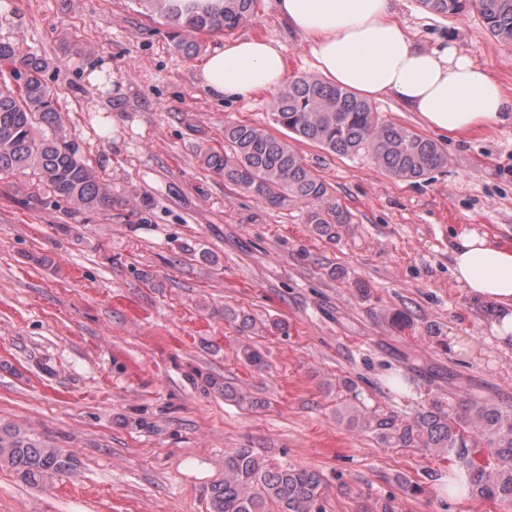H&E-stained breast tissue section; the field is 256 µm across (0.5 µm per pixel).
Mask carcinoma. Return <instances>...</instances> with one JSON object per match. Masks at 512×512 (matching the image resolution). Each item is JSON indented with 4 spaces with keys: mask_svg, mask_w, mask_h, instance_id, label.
<instances>
[{
    "mask_svg": "<svg viewBox=\"0 0 512 512\" xmlns=\"http://www.w3.org/2000/svg\"><path fill=\"white\" fill-rule=\"evenodd\" d=\"M171 28L175 51L188 57L200 52L193 35L231 33L253 15L255 0H222L204 8L198 0H141ZM428 11L457 15L474 8L490 35L512 44V0H420ZM9 66L19 85L0 83V174L31 176L24 184L27 198L45 190L89 210L112 206V188L64 140L54 93L43 82L45 59L11 41H0V65ZM271 115L284 130L276 137L265 128L238 123L224 127V148L199 154L207 170L224 177L276 208L301 203L306 221L318 234L333 238L336 228L353 223V213L333 195L294 148L299 138L338 156L364 153L378 168L400 180L423 178L447 163L433 140L386 121L372 105L340 86L312 75H296L273 99ZM207 385L236 404L258 407L228 381L207 379ZM340 421L383 443L422 448L455 457L468 473V494L512 507V409L487 397L468 396L459 409L446 411L431 404L412 417L348 405ZM0 467L22 482L47 486L75 469L60 448L16 424L0 423ZM208 512H325L326 483L316 469L269 467L253 448H233L224 455V477L206 493Z\"/></svg>",
    "mask_w": 512,
    "mask_h": 512,
    "instance_id": "carcinoma-1",
    "label": "carcinoma"
}]
</instances>
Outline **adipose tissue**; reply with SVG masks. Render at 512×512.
Instances as JSON below:
<instances>
[{"instance_id": "adipose-tissue-1", "label": "adipose tissue", "mask_w": 512, "mask_h": 512, "mask_svg": "<svg viewBox=\"0 0 512 512\" xmlns=\"http://www.w3.org/2000/svg\"><path fill=\"white\" fill-rule=\"evenodd\" d=\"M277 9L303 38L325 83L366 100L394 98L454 140L512 120V93L486 66L451 41L417 46L391 0H277ZM286 73L281 48L250 36L225 40L205 57L198 78L215 97L246 99L277 91ZM449 257L455 280L496 305L498 338L512 339V245L466 229Z\"/></svg>"}]
</instances>
